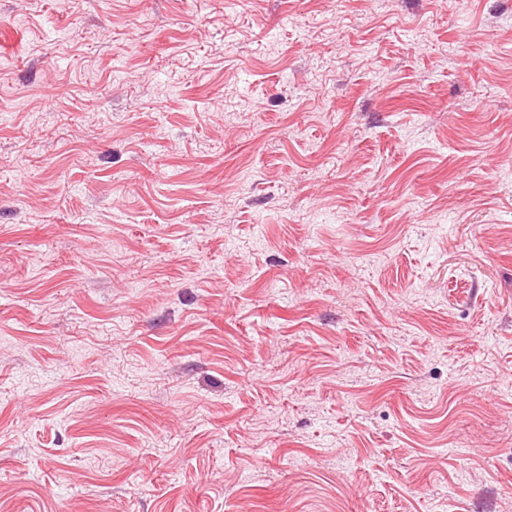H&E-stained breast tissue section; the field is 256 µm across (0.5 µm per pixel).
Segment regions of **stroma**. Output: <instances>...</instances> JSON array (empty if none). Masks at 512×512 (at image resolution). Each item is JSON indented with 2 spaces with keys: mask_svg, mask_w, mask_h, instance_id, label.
<instances>
[{
  "mask_svg": "<svg viewBox=\"0 0 512 512\" xmlns=\"http://www.w3.org/2000/svg\"><path fill=\"white\" fill-rule=\"evenodd\" d=\"M0 512H512V0H0Z\"/></svg>",
  "mask_w": 512,
  "mask_h": 512,
  "instance_id": "stroma-1",
  "label": "stroma"
}]
</instances>
